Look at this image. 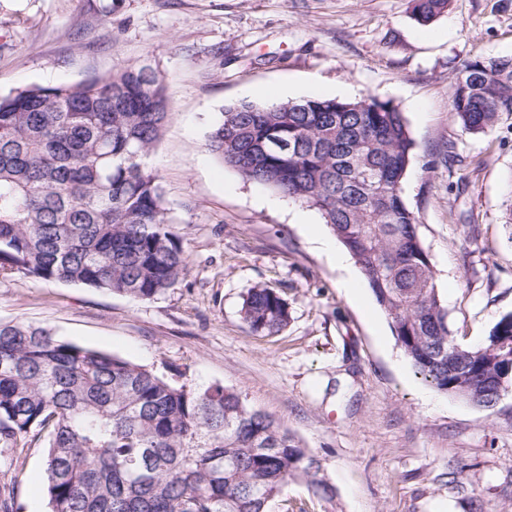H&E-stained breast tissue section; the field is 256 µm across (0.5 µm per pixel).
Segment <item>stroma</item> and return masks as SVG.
I'll use <instances>...</instances> for the list:
<instances>
[{
    "mask_svg": "<svg viewBox=\"0 0 512 512\" xmlns=\"http://www.w3.org/2000/svg\"><path fill=\"white\" fill-rule=\"evenodd\" d=\"M512 56V0H449L428 25L411 0H0V96L150 62L172 119L149 163L160 175L185 277L141 301L0 273V320L43 327L192 386L220 383L321 459L327 502L288 483L270 512H512V425L417 376L363 275L345 274L308 230L316 211L244 182L207 149L226 104L271 87L331 97L339 83L392 101L416 143L404 198L437 272L454 336L480 343L512 312V120L461 133L457 77ZM265 283L288 326L253 333L240 308ZM43 440L0 465L23 512H47ZM459 471V486L449 474Z\"/></svg>",
    "mask_w": 512,
    "mask_h": 512,
    "instance_id": "35a3bbf8",
    "label": "stroma"
}]
</instances>
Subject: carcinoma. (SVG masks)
<instances>
[{
	"mask_svg": "<svg viewBox=\"0 0 512 512\" xmlns=\"http://www.w3.org/2000/svg\"><path fill=\"white\" fill-rule=\"evenodd\" d=\"M449 0H412L430 22ZM455 123L481 134L512 117V58L464 65ZM148 63L0 97V272L152 300L188 255L147 157L170 120ZM207 148L242 180L316 211L364 275L415 372L491 411L512 366V313L476 346L457 342L403 197L415 143L389 101L296 98L224 107ZM240 313L282 331L288 301L257 283ZM46 442L48 512H269L290 482L330 498L318 456L221 385L193 387L24 323L0 322V453Z\"/></svg>",
	"mask_w": 512,
	"mask_h": 512,
	"instance_id": "obj_1",
	"label": "carcinoma"
}]
</instances>
